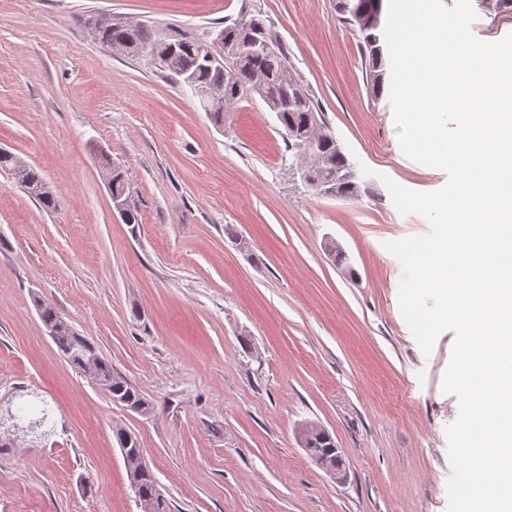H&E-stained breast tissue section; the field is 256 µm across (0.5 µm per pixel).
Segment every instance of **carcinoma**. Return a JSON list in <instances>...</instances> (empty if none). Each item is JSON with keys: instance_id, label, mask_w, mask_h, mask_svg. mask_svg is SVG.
Listing matches in <instances>:
<instances>
[{"instance_id": "1", "label": "carcinoma", "mask_w": 512, "mask_h": 512, "mask_svg": "<svg viewBox=\"0 0 512 512\" xmlns=\"http://www.w3.org/2000/svg\"><path fill=\"white\" fill-rule=\"evenodd\" d=\"M385 0H337L340 20L358 29L361 35L362 52L372 65V89L378 95L384 89L385 80L377 76L385 70L383 27L370 28L359 21L375 10H383ZM257 25L247 31L236 26L224 28L227 32L224 41L223 61H209L201 55L204 44L191 40H164L151 36L136 24L112 23L103 16L91 17L89 25L93 27L99 40L108 45H119L129 54H146L151 65L159 71L178 77V71L187 69L193 81L201 87H221L224 102L207 106V111L217 123L224 122V112L237 99L240 90L247 88L258 94L270 111L277 113L285 138L297 154L303 165L312 169L317 177L324 181L336 182V174L350 167V163L338 147L336 139L326 134V139L308 147L311 135L310 122L322 120L314 100L293 74L288 57V48L278 36L267 27L262 18L256 19ZM257 39L270 45L269 51L262 54H248L241 50L248 39ZM292 95L293 105L279 107L287 95ZM0 169L14 173L18 180L30 184H41L44 178L34 167L16 166V161L0 156ZM40 318L44 325L52 329V339L69 361L81 371L91 366L101 385L113 400L124 404L138 413L149 410L142 394L123 378L112 374L111 364L99 353L97 347L87 338L77 334L71 326L53 309L39 307ZM130 484L144 504L154 506V512H172L170 500L162 497L158 489L155 474L150 469L132 466Z\"/></svg>"}]
</instances>
